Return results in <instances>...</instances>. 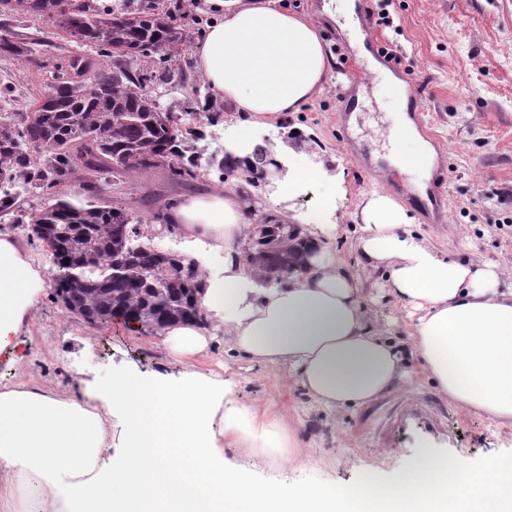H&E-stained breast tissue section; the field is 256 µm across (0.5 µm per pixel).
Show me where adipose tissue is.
Listing matches in <instances>:
<instances>
[{"label": "adipose tissue", "mask_w": 512, "mask_h": 512, "mask_svg": "<svg viewBox=\"0 0 512 512\" xmlns=\"http://www.w3.org/2000/svg\"><path fill=\"white\" fill-rule=\"evenodd\" d=\"M211 15L198 42L199 77L248 119L227 127L231 161L250 165L252 130L294 112L322 89L328 60L311 18L277 0H202ZM257 216L252 197L228 190L189 195L161 214L179 228L186 253L206 267L223 252L224 274L205 276L203 310L224 325L231 350L253 363L287 368L320 407L374 402L404 376L403 354L373 325L371 311L331 250L328 235L285 213L306 244L304 271L270 284L240 258L238 242ZM358 247L365 270L386 267L389 292L418 316L411 352L451 403L512 426V287L498 263L438 259L408 230L401 207L373 193L362 210ZM44 272L13 234L0 232V354L28 332ZM165 343L192 362L207 331L168 326ZM232 381L183 370L154 381L128 379L111 391L86 387L64 396L34 382L0 387V512H512V457L451 464L438 479L424 455L418 483L386 493L368 485L256 482L226 449L292 445L283 413L226 406ZM128 414L127 446L112 465V406Z\"/></svg>", "instance_id": "ef3b65f1"}]
</instances>
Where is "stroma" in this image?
Listing matches in <instances>:
<instances>
[{"label":"stroma","mask_w":512,"mask_h":512,"mask_svg":"<svg viewBox=\"0 0 512 512\" xmlns=\"http://www.w3.org/2000/svg\"><path fill=\"white\" fill-rule=\"evenodd\" d=\"M280 5L319 21L330 68L320 93L281 121L256 130L253 142L274 156L306 141V154L292 155V162L321 166L330 177L311 181L288 197L274 183L260 185L261 210L285 208L305 216L308 223L336 225L331 249L349 271L360 273L363 300L376 323L391 325L395 340H404L406 310L389 295L383 271L362 272L357 248L364 204L373 191L388 190L389 185L354 162L347 145L348 136H362L380 159L393 148L408 150V143L393 131L403 116V102L384 73L369 72L373 57L362 50L344 19L323 17L324 0H280ZM383 7L394 25L380 30L379 36L386 44L398 42L401 65L413 76V89L445 146L444 221L426 223L409 208L408 222L439 259L490 260L512 270V0H373V10ZM21 32L29 39L48 41L32 56L0 60V81L17 83L19 109L24 112L40 92L42 65L69 54L73 46L47 23L22 26ZM341 55L347 67L365 78L359 90L362 115L345 128L337 121L344 110L336 94L337 84L344 80L335 67ZM172 68L173 80L180 85L172 99L181 125L204 130L197 146L202 159H213V166L201 168L193 180H178L160 170L128 175L117 186L101 182L91 201L103 207L125 206L133 222L148 232L152 246L179 254L181 236L156 224L155 217L183 196L235 186V177L223 176L216 162L230 149L225 124L242 120L243 115L208 89L193 93L200 80L195 54L180 58ZM214 109L223 113L222 123H209ZM327 197L334 200L328 209L323 206ZM206 327L211 341L206 354L195 361V372L232 380L234 406L285 408L291 436L305 450L291 460L286 459L285 449L248 443L229 452V459L250 471L256 481L273 477L285 483L357 488L375 474L395 486L418 466L425 448L438 461L456 459L473 466L491 453L512 456V426L450 404L422 374L417 357L405 356L404 378L376 401L328 411L302 387L288 384L281 368L262 367L230 351L220 322L207 321ZM163 339V334L141 331L119 319L88 322L67 312L47 287L36 308L23 362L12 366L0 357V385L32 377L67 394L88 384L105 391L133 376L178 373L182 365Z\"/></svg>","instance_id":"obj_1"}]
</instances>
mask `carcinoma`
Segmentation results:
<instances>
[{
  "label": "carcinoma",
  "mask_w": 512,
  "mask_h": 512,
  "mask_svg": "<svg viewBox=\"0 0 512 512\" xmlns=\"http://www.w3.org/2000/svg\"><path fill=\"white\" fill-rule=\"evenodd\" d=\"M0 0V15L51 23L89 53L53 64L45 87L27 112L0 113V214L24 224L31 237L52 245L54 295L64 308L95 322L122 316L147 331L203 320L199 277L175 283L181 259L146 242L122 207L78 210L59 198L63 178L109 181L114 172L165 169L193 178L199 170L193 129L164 126L148 84L169 81L167 64L189 48L174 15L183 0ZM31 46L16 30L0 29V57L19 58ZM109 57L103 69L97 58ZM42 150L34 155L31 146ZM27 196L47 200L24 206ZM305 246L290 224H257L245 263L265 277L304 268Z\"/></svg>",
  "instance_id": "carcinoma-1"
}]
</instances>
